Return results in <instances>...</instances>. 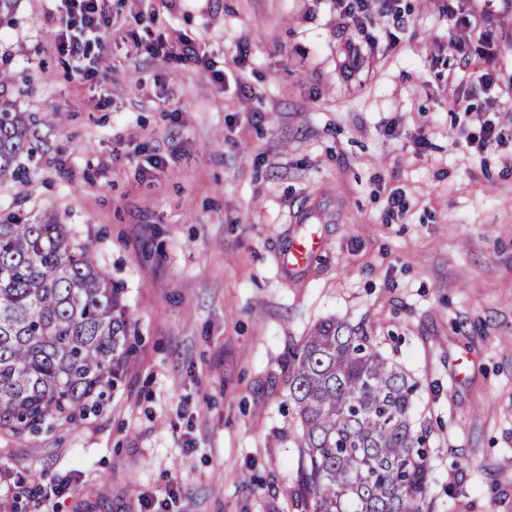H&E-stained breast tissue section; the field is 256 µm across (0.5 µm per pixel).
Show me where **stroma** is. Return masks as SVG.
I'll list each match as a JSON object with an SVG mask.
<instances>
[{
	"label": "stroma",
	"instance_id": "35a3bbf8",
	"mask_svg": "<svg viewBox=\"0 0 512 512\" xmlns=\"http://www.w3.org/2000/svg\"><path fill=\"white\" fill-rule=\"evenodd\" d=\"M104 8L119 30L81 83L56 0L0 27V101L65 116L0 213L68 225L132 325L102 411L0 432V512H44L39 485L55 512H303L286 362L330 318L421 382L431 512H512V0H368L365 28L336 0ZM452 12L492 29L488 55L458 48ZM484 118L500 140L482 150ZM309 234L316 258L288 267Z\"/></svg>",
	"mask_w": 512,
	"mask_h": 512
}]
</instances>
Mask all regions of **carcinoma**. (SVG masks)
Instances as JSON below:
<instances>
[{"instance_id":"carcinoma-1","label":"carcinoma","mask_w":512,"mask_h":512,"mask_svg":"<svg viewBox=\"0 0 512 512\" xmlns=\"http://www.w3.org/2000/svg\"><path fill=\"white\" fill-rule=\"evenodd\" d=\"M0 107V182H31L39 126ZM121 288L50 215H0V431L36 438L102 407L129 332ZM289 399L301 424L304 512H430V440L413 420L418 382L362 328L329 319L288 355Z\"/></svg>"}]
</instances>
